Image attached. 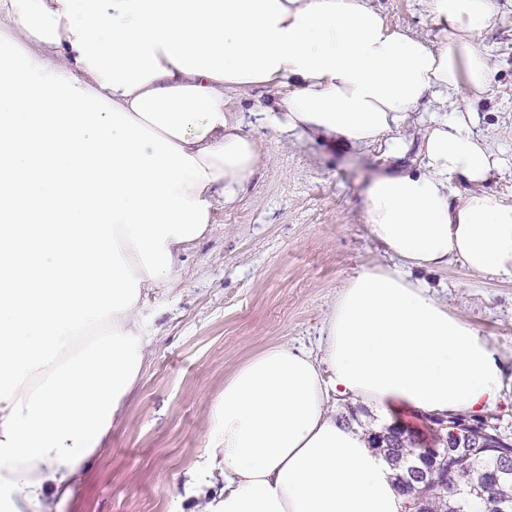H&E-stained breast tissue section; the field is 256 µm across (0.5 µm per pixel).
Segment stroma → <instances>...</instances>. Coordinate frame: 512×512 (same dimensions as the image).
<instances>
[{
  "instance_id": "obj_1",
  "label": "stroma",
  "mask_w": 512,
  "mask_h": 512,
  "mask_svg": "<svg viewBox=\"0 0 512 512\" xmlns=\"http://www.w3.org/2000/svg\"><path fill=\"white\" fill-rule=\"evenodd\" d=\"M374 5L392 25L436 38L425 0ZM498 7L478 40L494 74L475 106V130L501 160L481 191L512 203V0H498ZM440 109L426 98L410 112L394 133L405 145L398 157L383 142L335 150L257 130L264 161L248 186L216 206V229L183 255L180 284L148 293L141 336L150 356L61 512H191L196 489L180 475L206 465L213 400L225 377L270 345L319 353L346 278L390 261L369 235L365 193L381 174L419 170L423 132ZM430 280L449 310L487 336L512 370V284L457 263Z\"/></svg>"
}]
</instances>
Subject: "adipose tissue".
Listing matches in <instances>:
<instances>
[{"label":"adipose tissue","mask_w":512,"mask_h":512,"mask_svg":"<svg viewBox=\"0 0 512 512\" xmlns=\"http://www.w3.org/2000/svg\"><path fill=\"white\" fill-rule=\"evenodd\" d=\"M428 6L434 42L392 26L372 0H0V32L193 156L209 179L190 194L214 206L263 160L230 94L268 89L266 129L340 149L379 142L426 97L484 95L493 65L476 38L497 0ZM474 122L459 107L433 121L421 172L370 184L365 222L391 261L348 278L320 355L271 345L225 379L205 448L215 491L193 512H406L371 432L402 413L497 403L512 380L498 352L414 275L455 262L512 282V204L479 190L500 160ZM460 181L472 192L457 196ZM343 406L376 419L343 418ZM82 470L38 459L0 470V512H59Z\"/></svg>","instance_id":"1"}]
</instances>
